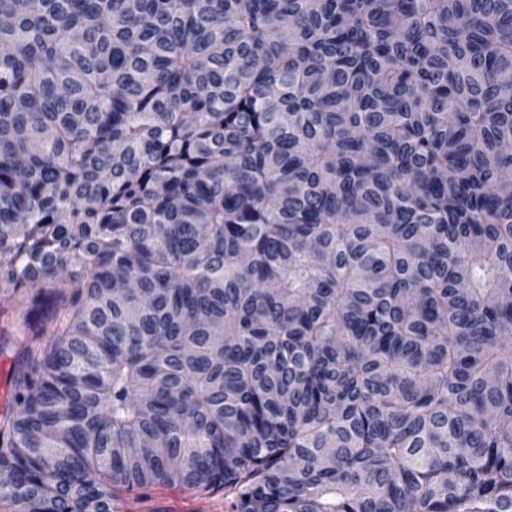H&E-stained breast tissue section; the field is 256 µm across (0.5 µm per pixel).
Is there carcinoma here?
I'll return each mask as SVG.
<instances>
[{
	"mask_svg": "<svg viewBox=\"0 0 512 512\" xmlns=\"http://www.w3.org/2000/svg\"><path fill=\"white\" fill-rule=\"evenodd\" d=\"M0 16V512H512V0ZM192 499L197 505L198 510L193 511H164L159 512H234L232 503L224 496V491L217 492L213 496L206 499H197L189 495L187 497Z\"/></svg>",
	"mask_w": 512,
	"mask_h": 512,
	"instance_id": "1",
	"label": "carcinoma"
}]
</instances>
